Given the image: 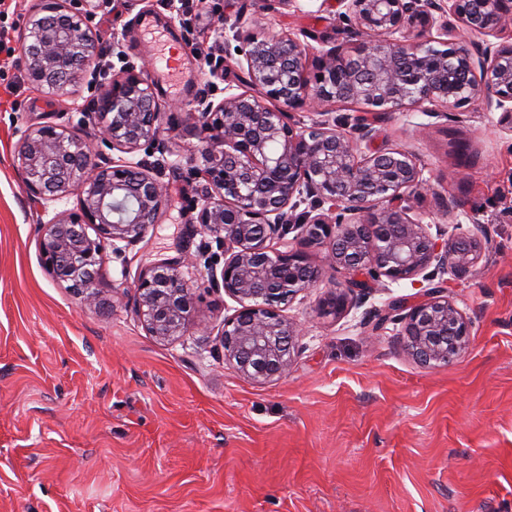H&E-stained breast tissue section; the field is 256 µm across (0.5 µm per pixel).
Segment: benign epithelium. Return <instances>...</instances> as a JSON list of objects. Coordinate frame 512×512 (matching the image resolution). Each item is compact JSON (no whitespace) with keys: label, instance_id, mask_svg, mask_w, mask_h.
Listing matches in <instances>:
<instances>
[{"label":"benign epithelium","instance_id":"1","mask_svg":"<svg viewBox=\"0 0 512 512\" xmlns=\"http://www.w3.org/2000/svg\"><path fill=\"white\" fill-rule=\"evenodd\" d=\"M129 0H36L22 40L28 82L66 95L97 50L90 22L96 11ZM339 18L360 43L313 47L297 36L260 38L243 17L231 26L241 54L212 60L224 78V57L244 72L243 91L187 103L197 139L191 171L206 181L195 223L224 251L222 267L207 265L206 288L240 304L224 317V360L264 384L288 375L300 326L282 306L320 287L328 271L345 275L320 300L341 316L387 279L409 280L422 300L388 306L403 324L406 354L424 367L447 365L467 348L471 321L449 299L442 277L469 271L482 240L461 224L453 233L429 230L412 206L426 179L413 154L362 150L373 137L365 118L355 124L326 118L327 105L351 102L365 112L460 108L474 100L500 113L512 132V0H336ZM96 134L44 124L27 128L17 159L28 198L41 207L77 196V207L38 225L44 264L69 283L89 308L109 307L98 287L106 246H134L158 223L167 187L154 169L129 156L160 151L163 105L141 68L127 65L96 86ZM311 108L324 119L304 124ZM119 152L99 160L98 143ZM294 234L295 247L272 243ZM327 249L315 264L308 252ZM194 254L159 258L134 283L136 316L161 341L181 336L197 318V290L182 268Z\"/></svg>","mask_w":512,"mask_h":512}]
</instances>
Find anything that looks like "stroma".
Here are the masks:
<instances>
[{
    "instance_id": "1",
    "label": "stroma",
    "mask_w": 512,
    "mask_h": 512,
    "mask_svg": "<svg viewBox=\"0 0 512 512\" xmlns=\"http://www.w3.org/2000/svg\"><path fill=\"white\" fill-rule=\"evenodd\" d=\"M240 8L262 38L347 39L334 0L274 12L260 0H128L91 22L99 49L86 78L109 80L126 60L146 68L169 146L159 223L104 254L106 311L82 307L41 257L38 224L76 197L40 209L17 170L21 130L76 127L95 91L86 78L66 96L38 90L18 63L0 72L14 85L0 99V512H512V133L480 102L445 116L332 106L337 117L366 114L370 149L415 154L432 187L459 200L454 223L486 242L468 273L448 279L472 322L452 363L420 366L401 351L399 324L381 321L392 300L416 302L407 280L370 289L341 317L320 311L322 289L296 295L283 313L301 328L298 353L286 377L265 384L224 360L219 333L236 303L223 292L201 293L206 334L162 342L138 320L140 269L212 241L191 226L205 186L187 173L194 140L180 106L238 92L235 73L212 76L207 59L221 40L199 28ZM148 23L170 32L184 58L170 81L157 72Z\"/></svg>"
}]
</instances>
